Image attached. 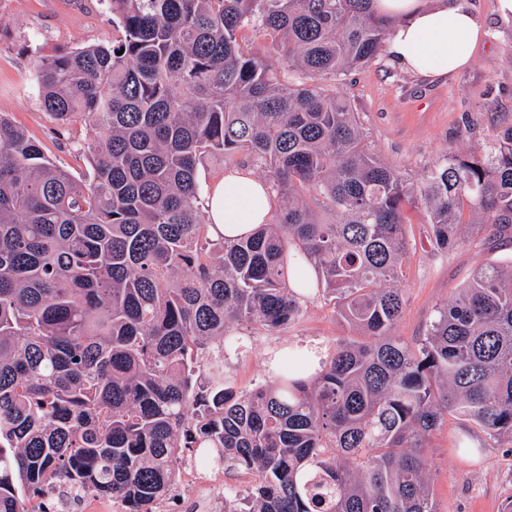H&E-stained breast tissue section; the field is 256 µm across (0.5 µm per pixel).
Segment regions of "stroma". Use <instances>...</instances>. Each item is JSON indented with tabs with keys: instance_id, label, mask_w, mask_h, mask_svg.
<instances>
[{
	"instance_id": "stroma-1",
	"label": "stroma",
	"mask_w": 512,
	"mask_h": 512,
	"mask_svg": "<svg viewBox=\"0 0 512 512\" xmlns=\"http://www.w3.org/2000/svg\"><path fill=\"white\" fill-rule=\"evenodd\" d=\"M482 18L486 37L470 65L445 80L429 81L391 64L386 54L340 78L337 87L358 112L373 151L408 182L452 154L479 151L512 126V19L503 20L495 0H468ZM116 31L105 0H0V113L40 142L45 155L74 175L88 172L85 154L74 144L93 141L94 131L74 122L67 138L44 109L32 81L41 55L111 42ZM408 249L402 282L404 305L395 335L422 336L437 307L448 303L476 270L512 264V233L465 229L447 256H435L423 209L408 213ZM302 313L269 330L251 326L249 344L224 360V379L239 392L270 381L271 353L316 346L328 358L353 330L340 318L332 296L313 293L300 300ZM460 421L449 419L426 450V472L436 512H503L512 501V456L486 447L485 436H468L477 454L459 448Z\"/></svg>"
}]
</instances>
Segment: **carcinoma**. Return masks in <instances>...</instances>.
<instances>
[{
	"label": "carcinoma",
	"mask_w": 512,
	"mask_h": 512,
	"mask_svg": "<svg viewBox=\"0 0 512 512\" xmlns=\"http://www.w3.org/2000/svg\"><path fill=\"white\" fill-rule=\"evenodd\" d=\"M107 5L112 43L34 66L58 128L97 131L88 174L0 115V512H37L52 481L151 512L187 456L255 476L224 512H435L424 449L448 418L512 438V264L476 271L410 344L392 335L404 225L422 207L443 256L466 214L512 224V126L409 184L325 85L377 57L393 20L372 0ZM216 154L278 197L247 236L204 222ZM304 262L362 340L236 392L238 327L296 320Z\"/></svg>",
	"instance_id": "cac0c4a2"
}]
</instances>
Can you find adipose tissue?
Instances as JSON below:
<instances>
[{"label":"adipose tissue","instance_id":"1","mask_svg":"<svg viewBox=\"0 0 512 512\" xmlns=\"http://www.w3.org/2000/svg\"><path fill=\"white\" fill-rule=\"evenodd\" d=\"M375 12L397 18L386 51L401 69L426 79H441L468 66L485 30L467 0H373ZM275 210L270 187L250 169L235 168L210 187L207 221L215 235L228 239L269 223Z\"/></svg>","mask_w":512,"mask_h":512}]
</instances>
